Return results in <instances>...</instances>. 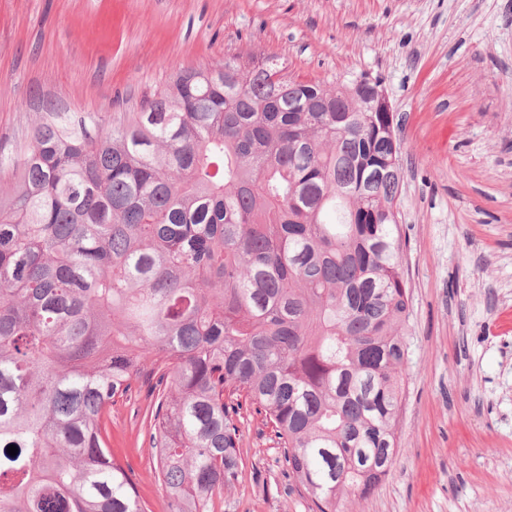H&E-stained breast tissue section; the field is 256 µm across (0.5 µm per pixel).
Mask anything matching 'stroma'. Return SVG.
<instances>
[{"label": "stroma", "instance_id": "stroma-1", "mask_svg": "<svg viewBox=\"0 0 512 512\" xmlns=\"http://www.w3.org/2000/svg\"><path fill=\"white\" fill-rule=\"evenodd\" d=\"M274 53L288 73L380 77L399 120L411 293L391 473L350 512H512V0H0V192L45 103L111 127L183 68ZM136 383L107 421L148 512H167ZM213 512H311L272 427Z\"/></svg>", "mask_w": 512, "mask_h": 512}]
</instances>
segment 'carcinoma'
<instances>
[{
    "mask_svg": "<svg viewBox=\"0 0 512 512\" xmlns=\"http://www.w3.org/2000/svg\"><path fill=\"white\" fill-rule=\"evenodd\" d=\"M380 93L235 53L96 136L45 107L0 197V512H145L106 419L146 370L168 512L238 480L241 396L317 512L375 493L410 318Z\"/></svg>",
    "mask_w": 512,
    "mask_h": 512,
    "instance_id": "1",
    "label": "carcinoma"
}]
</instances>
